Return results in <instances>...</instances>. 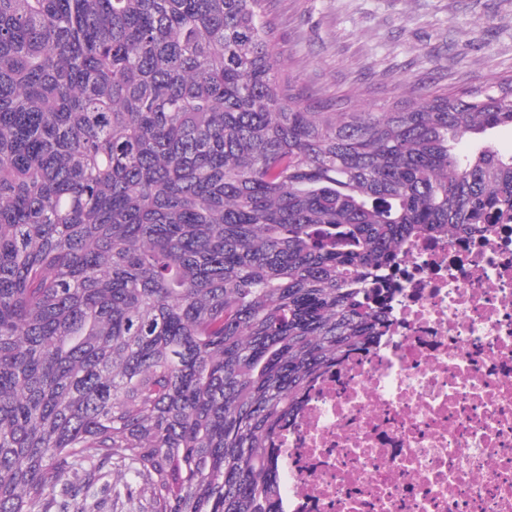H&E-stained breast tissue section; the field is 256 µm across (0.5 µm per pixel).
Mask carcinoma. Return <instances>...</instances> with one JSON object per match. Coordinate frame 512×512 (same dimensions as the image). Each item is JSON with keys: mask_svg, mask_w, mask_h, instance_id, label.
Instances as JSON below:
<instances>
[{"mask_svg": "<svg viewBox=\"0 0 512 512\" xmlns=\"http://www.w3.org/2000/svg\"><path fill=\"white\" fill-rule=\"evenodd\" d=\"M269 2L0 0V512H286L380 272L512 224V78L310 112Z\"/></svg>", "mask_w": 512, "mask_h": 512, "instance_id": "obj_1", "label": "carcinoma"}]
</instances>
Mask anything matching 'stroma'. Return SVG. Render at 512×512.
<instances>
[{"label":"stroma","instance_id":"35a3bbf8","mask_svg":"<svg viewBox=\"0 0 512 512\" xmlns=\"http://www.w3.org/2000/svg\"><path fill=\"white\" fill-rule=\"evenodd\" d=\"M270 10L281 63L316 112L512 77V0H271Z\"/></svg>","mask_w":512,"mask_h":512}]
</instances>
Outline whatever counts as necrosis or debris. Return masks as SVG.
<instances>
[{
    "label": "necrosis or debris",
    "instance_id": "obj_1",
    "mask_svg": "<svg viewBox=\"0 0 512 512\" xmlns=\"http://www.w3.org/2000/svg\"><path fill=\"white\" fill-rule=\"evenodd\" d=\"M402 252L387 335L276 438L290 512H512V225Z\"/></svg>",
    "mask_w": 512,
    "mask_h": 512
}]
</instances>
